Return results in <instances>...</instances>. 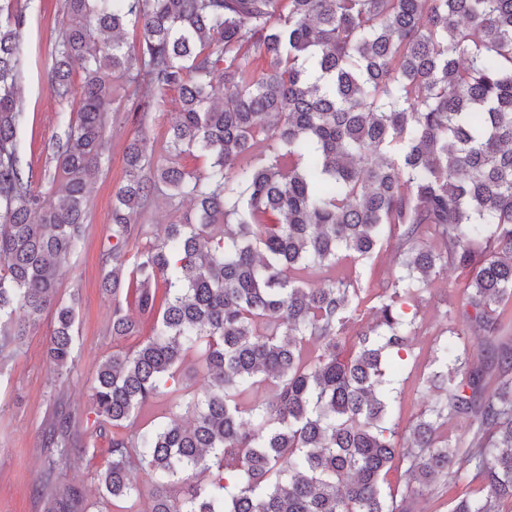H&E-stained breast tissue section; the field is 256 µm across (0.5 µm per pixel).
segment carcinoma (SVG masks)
Instances as JSON below:
<instances>
[{"mask_svg": "<svg viewBox=\"0 0 512 512\" xmlns=\"http://www.w3.org/2000/svg\"><path fill=\"white\" fill-rule=\"evenodd\" d=\"M62 7L49 83L80 107L48 145L59 187L45 200L17 143L27 16L0 0V354L52 310L49 360L60 377L74 368L78 301L57 292L108 149L112 78L179 101L167 163L132 140L112 197L102 288L133 289L156 323L97 372L94 423L112 427L102 497H140L139 468L153 478L147 512H415L423 492L463 479L475 496L451 512H512V0ZM195 150L206 168L179 162ZM158 191L193 216L164 225L128 270L118 258ZM383 241L400 270L382 292L336 274ZM450 267L464 282L434 339L444 364L401 428L390 358L409 353L418 300ZM373 300L375 324L357 326ZM140 333L114 304L112 337ZM191 355L201 397L182 372ZM166 395V420L132 428ZM77 414L58 403L44 434L62 459ZM393 468L401 490L383 486ZM49 512H85L81 491L56 493Z\"/></svg>", "mask_w": 512, "mask_h": 512, "instance_id": "1", "label": "carcinoma"}]
</instances>
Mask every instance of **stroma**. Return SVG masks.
Instances as JSON below:
<instances>
[{"label": "stroma", "instance_id": "35a3bbf8", "mask_svg": "<svg viewBox=\"0 0 512 512\" xmlns=\"http://www.w3.org/2000/svg\"><path fill=\"white\" fill-rule=\"evenodd\" d=\"M27 26L22 45L21 78L26 121L18 132V146L29 163L36 184L51 193L48 175L55 161L48 143L62 135L61 117L75 115L77 98H57L48 86L52 65L51 48L62 21V0H29ZM142 94L132 88H117L108 126L109 152L92 180L91 201L84 237L72 257L58 289V297L69 301L79 296L74 354L76 368L68 376L57 377L47 356L53 314H44L36 330L16 348L0 356V512H47L49 492L37 489L41 472L55 458L53 449L44 447L43 433L57 401L79 410L75 429L79 436L77 452L71 453L56 473L57 483L80 488L98 512V473L111 446V434H99L90 401L100 365L112 354L126 349L127 341L112 337V303L103 294L101 281L109 266L105 252L111 235L112 194L123 175V154L130 140L143 139L153 162L165 161L167 131L179 109L176 93L153 97L148 111H138ZM461 277L448 270L436 278L423 295L418 327L412 338L417 356L413 374L425 377L434 368L430 352L434 338L446 326L445 314L456 302Z\"/></svg>", "mask_w": 512, "mask_h": 512}]
</instances>
